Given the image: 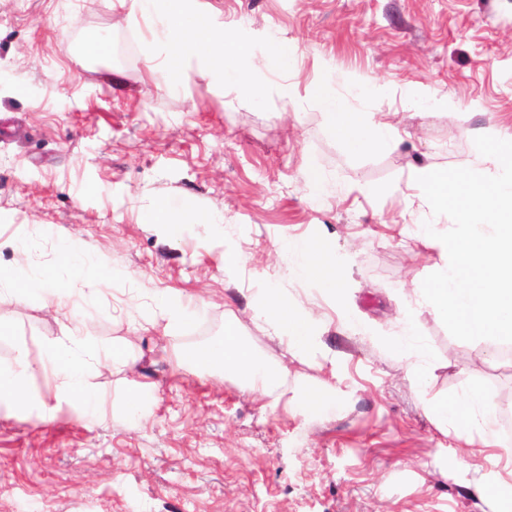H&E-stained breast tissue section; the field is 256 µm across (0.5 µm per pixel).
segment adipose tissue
Masks as SVG:
<instances>
[{"mask_svg":"<svg viewBox=\"0 0 512 512\" xmlns=\"http://www.w3.org/2000/svg\"><path fill=\"white\" fill-rule=\"evenodd\" d=\"M157 2L164 9L165 28L164 52L156 76L166 84H174L183 69L194 62L245 94L252 86L254 72L276 67L293 50L288 41L272 37L266 41L259 61L250 63L242 49L225 48L224 34L215 30L209 13L190 8L189 0ZM306 97L321 109L337 140L349 153H366L397 140L396 128L376 120L373 113L342 106L329 82L313 83L307 88ZM288 250L296 258L292 273L319 283L335 299L345 297L346 269L323 244L304 239L291 242ZM0 286L7 287L19 299L35 291L41 292L44 307L53 310L72 301L71 295L57 288L51 270L32 266L27 244L22 240L16 244L13 264L0 267ZM254 318L270 336L284 342L292 356L308 353L319 345L311 317L298 312L279 289L269 290L264 302L256 308ZM87 355L86 337L70 336L51 346L41 368L51 373L60 398H78L94 408L101 403L102 397L88 382L84 367ZM219 360L223 361L225 370L241 378L247 387L265 393L273 404L293 400L308 420L320 418L326 403L337 394L335 385L323 384L306 387L299 396L289 397L284 387L287 366L268 361L244 345L232 324L226 326L221 343L192 352L182 350L176 355L178 366L197 373L209 369ZM32 373L22 354L16 356L13 366L0 368V401H7L18 409L27 408L30 398L24 383ZM430 411L461 447H468L477 439L483 444L495 445L496 451L489 458L485 488L512 510V476L504 477L498 469L501 459L512 462V443L500 440L498 436V407L494 400L485 392L472 389L454 402L433 404Z\"/></svg>","mask_w":512,"mask_h":512,"instance_id":"ef3b65f1","label":"adipose tissue"}]
</instances>
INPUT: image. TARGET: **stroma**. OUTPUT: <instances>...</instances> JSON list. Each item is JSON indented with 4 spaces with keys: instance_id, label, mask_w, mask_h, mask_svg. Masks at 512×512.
<instances>
[{
    "instance_id": "stroma-1",
    "label": "stroma",
    "mask_w": 512,
    "mask_h": 512,
    "mask_svg": "<svg viewBox=\"0 0 512 512\" xmlns=\"http://www.w3.org/2000/svg\"><path fill=\"white\" fill-rule=\"evenodd\" d=\"M227 47L261 57L268 38L295 50L252 95L220 90L197 64L181 81L150 77L146 41L118 0H0V265L24 234L52 265L59 236L106 263L108 284L83 318L38 296L0 294V365L25 352L33 407H0V512H502L481 491L487 465L458 444L429 405L483 390L512 441V359L458 340L418 306L443 257L406 228L426 205L408 184L422 167L492 168L475 135L512 137V0H196ZM92 45L95 56L78 47ZM334 84L343 103L374 112L402 140L348 154L305 96ZM291 85L284 96L280 88ZM456 101L447 111L440 98ZM324 177L306 179L307 165ZM165 203L181 232L145 215ZM211 212L220 228L194 221ZM322 241L349 271L344 322L335 302L287 273L289 242ZM236 253L238 267L224 264ZM311 312L319 349L294 360L254 319L266 289ZM177 292L192 317L159 324ZM416 314L424 385L393 358L403 312ZM291 378L331 382L336 404L314 421L273 406L234 377L194 376L177 351L219 340L229 321ZM83 323L94 350L119 348L132 368H96L105 410L59 407L38 373L51 345ZM138 391L137 409L126 395Z\"/></svg>"
}]
</instances>
